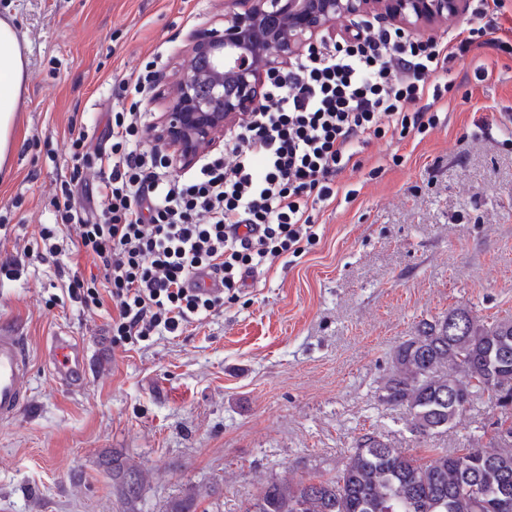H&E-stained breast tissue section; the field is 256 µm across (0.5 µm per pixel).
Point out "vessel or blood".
I'll use <instances>...</instances> for the list:
<instances>
[{
  "label": "vessel or blood",
  "instance_id": "vessel-or-blood-1",
  "mask_svg": "<svg viewBox=\"0 0 512 512\" xmlns=\"http://www.w3.org/2000/svg\"><path fill=\"white\" fill-rule=\"evenodd\" d=\"M52 372L66 388L81 390L87 380L88 359L80 344L68 336H55L50 347ZM31 371L17 332L0 327V419L14 418L27 402Z\"/></svg>",
  "mask_w": 512,
  "mask_h": 512
}]
</instances>
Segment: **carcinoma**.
I'll use <instances>...</instances> for the list:
<instances>
[{"label":"carcinoma","instance_id":"cac0c4a2","mask_svg":"<svg viewBox=\"0 0 512 512\" xmlns=\"http://www.w3.org/2000/svg\"><path fill=\"white\" fill-rule=\"evenodd\" d=\"M512 318L485 321L465 309L421 320L393 349L380 390L402 408L411 434L430 438L448 430L471 402L487 394L512 408ZM371 433L355 442L344 468L328 479L266 484L247 512H512V411L495 422V442L448 451L423 462ZM123 499L140 497L143 471L108 461Z\"/></svg>","mask_w":512,"mask_h":512}]
</instances>
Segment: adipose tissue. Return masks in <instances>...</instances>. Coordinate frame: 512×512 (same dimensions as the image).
<instances>
[{"mask_svg": "<svg viewBox=\"0 0 512 512\" xmlns=\"http://www.w3.org/2000/svg\"><path fill=\"white\" fill-rule=\"evenodd\" d=\"M26 67L17 29L0 19V166L6 163L16 141Z\"/></svg>", "mask_w": 512, "mask_h": 512, "instance_id": "obj_1", "label": "adipose tissue"}]
</instances>
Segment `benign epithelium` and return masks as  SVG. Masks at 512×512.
Here are the masks:
<instances>
[{
	"mask_svg": "<svg viewBox=\"0 0 512 512\" xmlns=\"http://www.w3.org/2000/svg\"><path fill=\"white\" fill-rule=\"evenodd\" d=\"M224 30L190 35L189 62L176 75L165 111L153 122L151 144L175 169L216 149L224 134L258 110L270 76L294 56L333 35L339 17L377 18L424 38L450 18L468 13L470 0H239Z\"/></svg>",
	"mask_w": 512,
	"mask_h": 512,
	"instance_id": "benign-epithelium-1",
	"label": "benign epithelium"
}]
</instances>
